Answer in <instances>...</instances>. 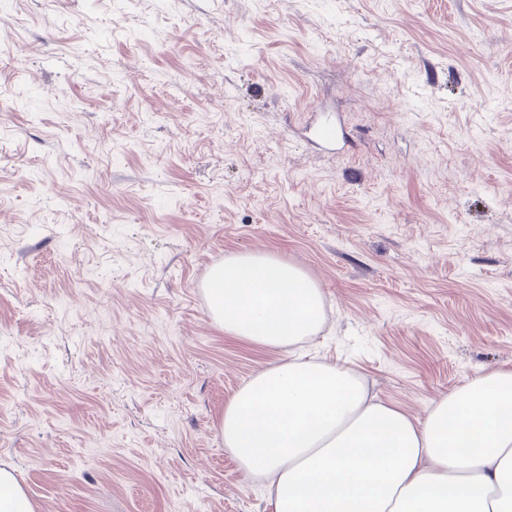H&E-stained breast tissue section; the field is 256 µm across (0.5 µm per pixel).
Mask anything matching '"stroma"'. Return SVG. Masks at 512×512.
I'll list each match as a JSON object with an SVG mask.
<instances>
[{"instance_id":"stroma-1","label":"stroma","mask_w":512,"mask_h":512,"mask_svg":"<svg viewBox=\"0 0 512 512\" xmlns=\"http://www.w3.org/2000/svg\"><path fill=\"white\" fill-rule=\"evenodd\" d=\"M17 43L0 463L39 512H274L218 431L284 357L212 319L233 254L305 269V357L416 419L512 371V0H0Z\"/></svg>"}]
</instances>
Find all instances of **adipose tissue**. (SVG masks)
I'll return each instance as SVG.
<instances>
[{
  "instance_id": "ef3b65f1",
  "label": "adipose tissue",
  "mask_w": 512,
  "mask_h": 512,
  "mask_svg": "<svg viewBox=\"0 0 512 512\" xmlns=\"http://www.w3.org/2000/svg\"><path fill=\"white\" fill-rule=\"evenodd\" d=\"M226 334L280 350L316 334L323 294L300 266L242 252L205 284ZM219 433L274 512H512V371L433 401L424 419L342 366L290 357L225 404Z\"/></svg>"
}]
</instances>
